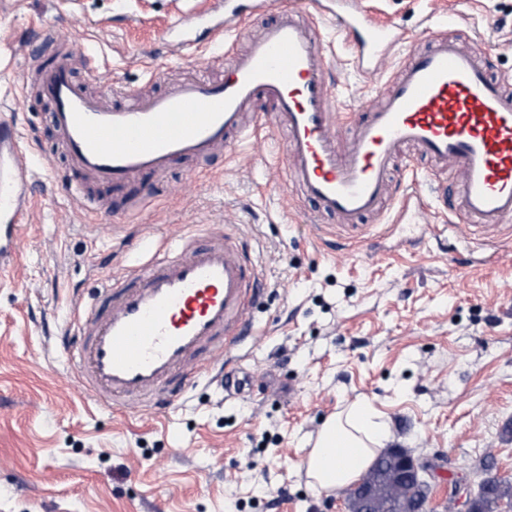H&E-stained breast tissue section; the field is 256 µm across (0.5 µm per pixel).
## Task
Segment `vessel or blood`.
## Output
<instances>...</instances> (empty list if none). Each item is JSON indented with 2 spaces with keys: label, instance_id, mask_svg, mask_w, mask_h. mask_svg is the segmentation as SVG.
Segmentation results:
<instances>
[{
  "label": "vessel or blood",
  "instance_id": "vessel-or-blood-1",
  "mask_svg": "<svg viewBox=\"0 0 512 512\" xmlns=\"http://www.w3.org/2000/svg\"><path fill=\"white\" fill-rule=\"evenodd\" d=\"M162 32L172 53L223 49L268 0H208ZM335 23L357 70L374 75L382 59L410 47L392 83L375 89L378 106L360 111L346 147L335 133L328 66L319 24ZM430 47L412 49L404 29L381 22L362 0H292L236 55L220 82L184 77L150 95H92L99 63L84 59L76 79L67 58L45 64L37 50L35 89L51 103V122L72 180L70 191L105 185L123 191L162 179L179 159L197 160L265 129L285 132L286 183L302 200L333 215L348 232L392 194L391 169L405 146L434 163L435 192L450 195L469 225L497 230L512 222V94L481 65L482 45L463 47L439 26ZM33 170L12 113H0V273L20 254L33 208ZM264 279L238 236L194 235L147 266L130 267L95 290L71 321L69 351L83 394L120 411L139 400L164 411L203 373L225 391L245 394L247 381L224 363L249 335L250 306Z\"/></svg>",
  "mask_w": 512,
  "mask_h": 512
}]
</instances>
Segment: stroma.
<instances>
[{"label":"stroma","instance_id":"stroma-1","mask_svg":"<svg viewBox=\"0 0 512 512\" xmlns=\"http://www.w3.org/2000/svg\"><path fill=\"white\" fill-rule=\"evenodd\" d=\"M197 2L0 0V107L39 138L21 261L0 274V512H345L340 496L310 488L303 460L323 422L357 399L385 415L392 447L433 464V505L463 481L477 492L486 461L512 480V229L462 232L432 195L430 161L400 154L393 180L415 169L423 207L398 223L386 201L353 250L337 247L335 219L287 187L282 138L264 129L207 164H174L133 214L125 194L97 187L112 214L90 222L65 190L49 104L17 97L30 79L17 48L34 23L100 58L91 93H157L185 76L224 78L225 53L143 62ZM379 2L421 48L424 17L455 14L452 35L484 43L489 72L512 76V0ZM319 36L343 143L349 113L375 105V85L407 52L368 80L332 24ZM233 228L266 282L229 365L253 395L225 396L204 377L164 415L134 401L115 414L83 396L60 341L74 302L185 234Z\"/></svg>","mask_w":512,"mask_h":512}]
</instances>
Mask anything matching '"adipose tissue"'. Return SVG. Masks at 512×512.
<instances>
[{
    "label": "adipose tissue",
    "mask_w": 512,
    "mask_h": 512,
    "mask_svg": "<svg viewBox=\"0 0 512 512\" xmlns=\"http://www.w3.org/2000/svg\"><path fill=\"white\" fill-rule=\"evenodd\" d=\"M392 438L389 421L370 402L347 404L324 422L303 465L310 484L331 493L357 482Z\"/></svg>",
    "instance_id": "adipose-tissue-1"
}]
</instances>
